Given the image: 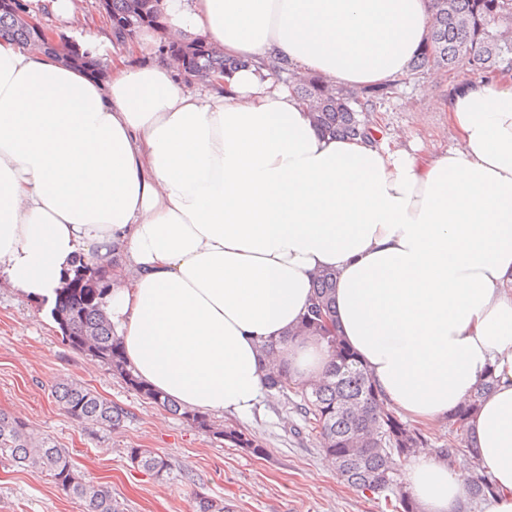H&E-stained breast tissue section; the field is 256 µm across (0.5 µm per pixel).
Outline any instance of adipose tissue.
Returning a JSON list of instances; mask_svg holds the SVG:
<instances>
[{"mask_svg":"<svg viewBox=\"0 0 512 512\" xmlns=\"http://www.w3.org/2000/svg\"><path fill=\"white\" fill-rule=\"evenodd\" d=\"M253 65L178 85L176 60L115 51L103 79L0 40V281L52 307L83 256L108 266L105 311L125 359L187 408L249 410L270 363L293 380L330 354L295 335L312 278L336 273V328L387 407L427 425L468 403L476 458L420 449V512H512V75L442 104L454 146L428 152L321 134L273 61L346 88L405 77L431 0H165ZM467 490L469 496L474 499H478L480 497H486V493L489 490H492L491 484L488 479L485 477L480 478L479 480L472 481L468 484ZM467 491H465V503H464V512H481V504L482 500L472 501L468 496Z\"/></svg>","mask_w":512,"mask_h":512,"instance_id":"obj_1","label":"adipose tissue"}]
</instances>
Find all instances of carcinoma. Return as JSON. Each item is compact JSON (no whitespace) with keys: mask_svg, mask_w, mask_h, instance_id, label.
Segmentation results:
<instances>
[{"mask_svg":"<svg viewBox=\"0 0 512 512\" xmlns=\"http://www.w3.org/2000/svg\"><path fill=\"white\" fill-rule=\"evenodd\" d=\"M17 8L0 9V37L36 45L37 32L25 23L27 3L14 0ZM113 40L150 28L167 30L164 0H108ZM170 56L181 62L186 75L206 82L217 73L246 67L249 62L228 58L216 46L198 37H184L167 44ZM70 65L98 72L99 64L78 44L68 49ZM452 70L467 68L482 78L512 70V0H436V13L425 47L414 56L409 74L430 67ZM274 74L294 84L295 93L305 101L316 127L339 138L376 140L377 124L372 113L389 97L397 83L363 89H347L324 83L316 77L290 72L288 61L273 67ZM106 272L80 262L58 297L53 317H62V339L81 353L91 356L120 377L144 398L179 416L190 427L209 433L253 454L263 449L244 433L226 428L213 418L189 410L163 393L147 386L127 367L121 341L112 333L104 311ZM336 273L321 271L313 280V291L297 334L314 336L325 342L332 360L325 374L314 380L294 383L288 374L274 370L266 385L301 398L295 405L299 414L319 434L327 457L336 463L339 477L351 488L380 494L401 484V463L417 449L429 448L424 433L410 427L401 417L386 410L379 393L357 356L338 335L335 305ZM495 385L489 377L469 404L448 417V442L438 453L446 458L463 450L474 453V442L466 429L467 420L479 401ZM55 399L74 421L85 428H116L124 419L123 410L80 382L66 380L55 389ZM0 457L36 474L49 477L68 496L83 505V512H126L124 505L102 487L86 482L75 468L69 450L49 438H35L27 424L0 413ZM134 465L159 481L169 479L168 460L149 449L133 448ZM194 512H229L224 502L208 496L195 498Z\"/></svg>","mask_w":512,"mask_h":512,"instance_id":"obj_1","label":"carcinoma"}]
</instances>
